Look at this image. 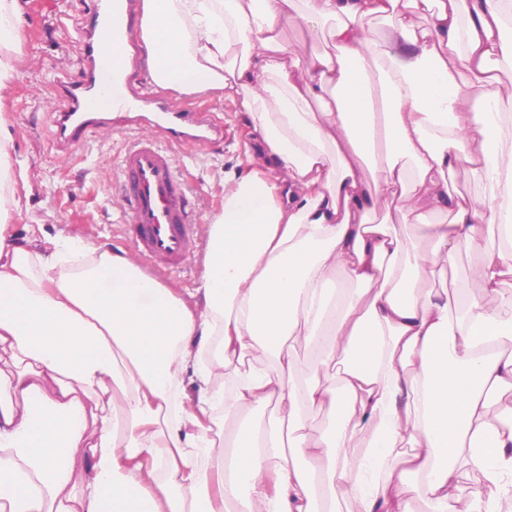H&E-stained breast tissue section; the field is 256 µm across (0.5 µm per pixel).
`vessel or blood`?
Returning <instances> with one entry per match:
<instances>
[{"mask_svg": "<svg viewBox=\"0 0 512 512\" xmlns=\"http://www.w3.org/2000/svg\"><path fill=\"white\" fill-rule=\"evenodd\" d=\"M136 5L137 0H120L82 27L84 78L78 83L56 82L54 93L62 107L51 115V140L57 152L67 153L111 128L112 115L101 102L114 95L120 98L129 125L153 126L154 136H136L123 153L119 191L132 247L143 267L156 276L181 268L193 246L185 208L191 187L176 169L174 151L223 138L224 126L209 112L188 109L145 87L135 75L117 79L113 48H120L132 61L138 55L137 45L124 38V24ZM104 27L112 33L107 43L99 35Z\"/></svg>", "mask_w": 512, "mask_h": 512, "instance_id": "1", "label": "vessel or blood"}]
</instances>
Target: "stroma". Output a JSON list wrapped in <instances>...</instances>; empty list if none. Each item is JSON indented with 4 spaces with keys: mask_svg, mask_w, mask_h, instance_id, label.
Instances as JSON below:
<instances>
[{
    "mask_svg": "<svg viewBox=\"0 0 512 512\" xmlns=\"http://www.w3.org/2000/svg\"><path fill=\"white\" fill-rule=\"evenodd\" d=\"M99 3L20 0L16 74L0 100V114L8 121L13 162L25 168L27 180L17 186L23 206L12 213L9 231L19 240L76 241L129 256L133 249L122 222L123 201L116 189L128 129L115 127L101 132L67 155L51 150L49 143V115L59 106L53 84L60 78L81 80L78 31ZM165 94L187 107L207 109L224 124L223 140L175 154L179 171L192 189L190 222L195 245L185 265L163 275L159 282L185 297L201 283L207 226L224 205L225 180L251 172L257 160L247 154L249 128L238 101L170 88ZM484 260L481 250L457 254L452 266L435 280V288L469 298L480 295L477 271Z\"/></svg>",
    "mask_w": 512,
    "mask_h": 512,
    "instance_id": "35a3bbf8",
    "label": "stroma"
}]
</instances>
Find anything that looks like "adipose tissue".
Masks as SVG:
<instances>
[{
  "mask_svg": "<svg viewBox=\"0 0 512 512\" xmlns=\"http://www.w3.org/2000/svg\"><path fill=\"white\" fill-rule=\"evenodd\" d=\"M18 17L0 0V94ZM297 24L295 50L281 32ZM125 35L157 85L239 100L261 167L225 184L183 298L127 256L9 234L22 198L0 115V512H335L341 491L360 512H411V475L429 512H450L462 462L490 481L462 512H496L512 495V431L485 419L512 390V84L492 73L512 70V0H143ZM463 167L481 192L453 204ZM476 249L483 294L424 289ZM300 345L334 374L294 382ZM220 373L257 416L203 461ZM316 413L330 437L309 444ZM366 424L365 460L339 461Z\"/></svg>",
  "mask_w": 512,
  "mask_h": 512,
  "instance_id": "adipose-tissue-1",
  "label": "adipose tissue"
}]
</instances>
